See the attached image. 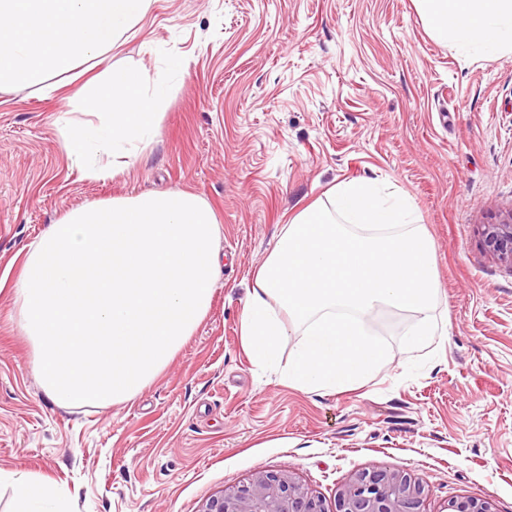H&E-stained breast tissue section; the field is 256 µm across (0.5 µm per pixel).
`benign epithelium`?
Instances as JSON below:
<instances>
[{"instance_id": "obj_1", "label": "benign epithelium", "mask_w": 512, "mask_h": 512, "mask_svg": "<svg viewBox=\"0 0 512 512\" xmlns=\"http://www.w3.org/2000/svg\"><path fill=\"white\" fill-rule=\"evenodd\" d=\"M485 253L512 266V208L482 225ZM425 488L400 472L376 468L359 474L341 491L338 512H422ZM199 512H327L322 499L292 476L261 470L242 486L212 496Z\"/></svg>"}]
</instances>
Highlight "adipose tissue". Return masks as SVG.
<instances>
[{
	"label": "adipose tissue",
	"instance_id": "obj_1",
	"mask_svg": "<svg viewBox=\"0 0 512 512\" xmlns=\"http://www.w3.org/2000/svg\"><path fill=\"white\" fill-rule=\"evenodd\" d=\"M151 0H0V92L24 85L44 95L61 90L59 75L82 70L75 90L80 116L57 121L68 160L87 179L122 173L140 145L160 131L166 88L148 70L108 63L107 53L146 16ZM438 39L490 53L512 52V0H414ZM440 291L435 251L409 199L368 180L334 186L283 225L259 266L240 320L243 346L274 363L292 344L284 371L290 387L329 392L363 381L389 360L366 334L372 312H410L413 351L445 335L433 314ZM13 512H68L50 482L2 472Z\"/></svg>",
	"mask_w": 512,
	"mask_h": 512
}]
</instances>
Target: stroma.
<instances>
[{
  "mask_svg": "<svg viewBox=\"0 0 512 512\" xmlns=\"http://www.w3.org/2000/svg\"><path fill=\"white\" fill-rule=\"evenodd\" d=\"M108 60L164 72L169 91L159 135L104 183L66 158L67 103L0 93V470L43 477L72 512H199L264 469L335 512L376 467L423 484V512H512V267L480 245L512 207V53L436 38L413 0H153ZM360 179L413 204L448 333L410 352L412 314L378 310L392 362L304 393L245 352L247 290L283 224ZM165 190L200 195L221 226L206 317L129 402L57 405L14 322L29 246L75 206Z\"/></svg>",
  "mask_w": 512,
  "mask_h": 512,
  "instance_id": "35a3bbf8",
  "label": "stroma"
}]
</instances>
